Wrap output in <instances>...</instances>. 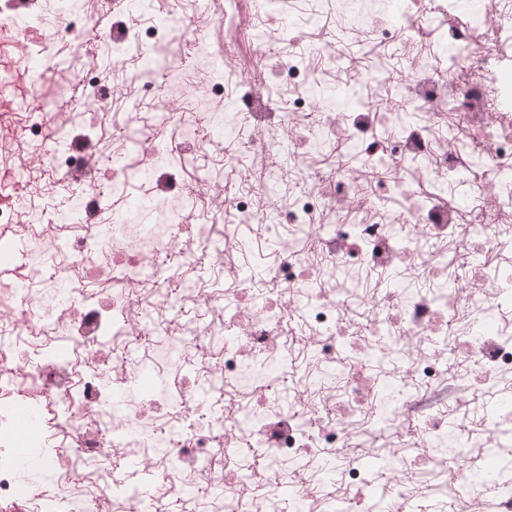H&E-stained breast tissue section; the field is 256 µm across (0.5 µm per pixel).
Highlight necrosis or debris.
I'll use <instances>...</instances> for the list:
<instances>
[{"mask_svg":"<svg viewBox=\"0 0 512 512\" xmlns=\"http://www.w3.org/2000/svg\"><path fill=\"white\" fill-rule=\"evenodd\" d=\"M0 0V21L23 33L52 26L51 40L27 46L30 56L56 60L69 49L77 62L49 68L48 91L37 107L20 113L15 138L0 140V161L19 162L7 190L30 194L35 166H51L57 183L80 181L72 211L82 221L58 237L59 216L43 213L22 222L0 206V225L25 233L39 269L32 286L0 284V406L15 395L34 412L52 406L61 438L43 452L34 434L30 455L19 456L15 426L0 413V512L27 490L26 512H153L131 487H89V469L105 457L140 451L143 466L163 471L159 488L187 503L186 512H242L241 492L260 473L274 474L310 460L319 449L346 459L342 483L354 496L325 494L327 478L297 483L295 512H373L384 492L382 471L397 476L392 512H407L416 496L402 480L406 463L420 458L427 482L469 500L473 512H512V475L501 461L512 456V389L472 431L443 416L447 402L466 397L472 379L512 378V264L500 249L512 244V23L502 21L505 0H329L355 37L410 41L394 79L387 71L358 72L343 94L322 88L344 61L317 41L316 20L296 0H267L276 27L246 15L243 0H224L223 16H207L191 0H146L148 24L127 30L90 31L83 17L96 0ZM298 44L288 60L272 56L273 42ZM138 55V72L165 75L167 97L151 112L59 110L63 91L79 85L86 103L102 98L111 71ZM385 89L397 111L377 112L365 85ZM411 109L405 117L403 109ZM121 130L123 145L104 167L101 130ZM69 141L57 156L58 139ZM343 140L363 164L406 166V179L365 191L360 172L322 178L320 160ZM245 153L228 166L257 184L225 197L206 157L225 141ZM293 156L282 158V142ZM290 179L297 192L270 194ZM429 182V195H410L411 181ZM471 183L473 196L451 209L448 184ZM276 218L267 234L279 240L272 263L286 288L255 302L234 262L246 248L247 226L263 211ZM480 247L496 266L490 278L461 287L453 272L462 248ZM324 255L329 270L408 265L449 273L440 296L383 288L370 300V316L342 313V283L309 284L318 272L309 252ZM215 265L223 286L205 288L185 278L172 290L165 264ZM298 313L306 373L295 406L269 407L264 396L293 362L288 347L290 313ZM459 336L449 339L447 326ZM64 351L48 352V336ZM39 355L38 363L27 354ZM467 369L447 371L449 356ZM207 385L218 410L201 412L193 384ZM330 390L321 405L307 395ZM426 424L422 447L403 442L365 454L362 442L402 434ZM243 446L266 451L263 470L230 456ZM223 485L206 501L197 485ZM488 498L472 497L474 487Z\"/></svg>","mask_w":512,"mask_h":512,"instance_id":"4bbe7bcc","label":"necrosis or debris"}]
</instances>
